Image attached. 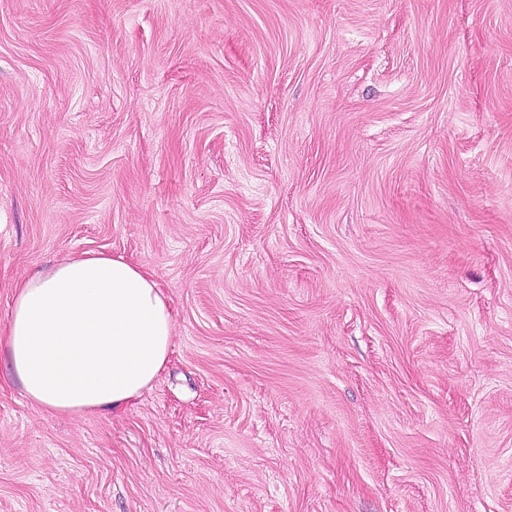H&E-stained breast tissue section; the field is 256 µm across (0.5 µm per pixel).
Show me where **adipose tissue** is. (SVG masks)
<instances>
[{
    "label": "adipose tissue",
    "mask_w": 512,
    "mask_h": 512,
    "mask_svg": "<svg viewBox=\"0 0 512 512\" xmlns=\"http://www.w3.org/2000/svg\"><path fill=\"white\" fill-rule=\"evenodd\" d=\"M174 329L173 309L145 265L85 253L16 285L0 353L33 407L117 412L164 370Z\"/></svg>",
    "instance_id": "adipose-tissue-1"
}]
</instances>
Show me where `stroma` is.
Wrapping results in <instances>:
<instances>
[{"instance_id":"obj_1","label":"stroma","mask_w":512,"mask_h":512,"mask_svg":"<svg viewBox=\"0 0 512 512\" xmlns=\"http://www.w3.org/2000/svg\"><path fill=\"white\" fill-rule=\"evenodd\" d=\"M83 252L170 362L0 512H512V0H0V328Z\"/></svg>"}]
</instances>
